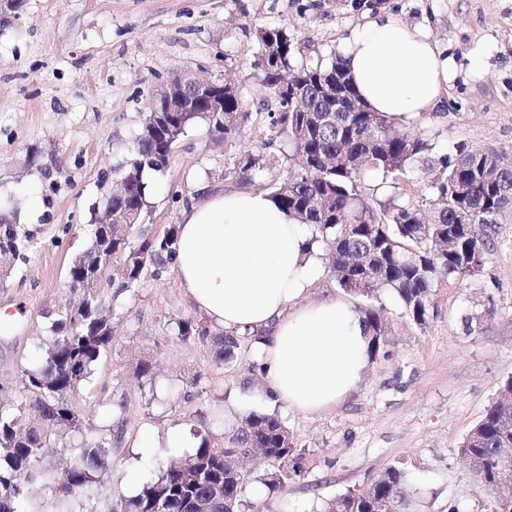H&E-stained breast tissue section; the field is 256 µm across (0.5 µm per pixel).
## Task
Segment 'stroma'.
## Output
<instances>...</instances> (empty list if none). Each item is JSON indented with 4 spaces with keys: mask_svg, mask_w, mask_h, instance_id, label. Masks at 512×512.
<instances>
[{
    "mask_svg": "<svg viewBox=\"0 0 512 512\" xmlns=\"http://www.w3.org/2000/svg\"><path fill=\"white\" fill-rule=\"evenodd\" d=\"M428 27L455 64L440 106L410 122H394L435 148L407 173L364 175L371 205L389 201L429 209L442 157L458 146L512 157V0H26L20 19L0 26V201L18 210L35 233L25 263L0 287V406L18 401L22 366L37 360L50 323L47 312L78 302L67 286L72 259L90 243L88 226L112 187L144 119V104L172 73L227 79L238 86L249 119L233 141L214 144L202 122L175 146L170 168L150 180L151 210L143 225L177 224L186 204L208 191L249 189L228 159L291 153L287 139L266 148L269 94L253 66L255 30L284 26L304 60L331 63L367 10ZM37 163H30V151ZM326 296L356 310H383L392 327V355L371 360L358 387L336 406L302 413L263 397L250 381L252 351L215 364L206 347L170 333L176 319H200L173 272L120 295L115 337L80 396L102 422L114 392L126 408L127 444L109 456L105 482L131 495L130 474L188 456L199 417L233 422L251 412L277 415L298 449L283 488L248 484L247 512H324L326 503L366 487L386 468L405 471L413 512H493V494L461 458L459 446L512 380V211L493 235L482 273L441 282L425 324L410 320L390 290L368 300L339 288L324 271L305 301ZM481 314L466 328L464 318ZM157 368V401L146 406L134 377L138 360ZM184 445L166 447L172 433ZM159 443L141 456L142 436ZM72 450L48 449L24 512H84L80 500L58 502V480Z\"/></svg>",
    "mask_w": 512,
    "mask_h": 512,
    "instance_id": "obj_1",
    "label": "stroma"
}]
</instances>
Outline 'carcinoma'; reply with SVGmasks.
Segmentation results:
<instances>
[{
  "mask_svg": "<svg viewBox=\"0 0 512 512\" xmlns=\"http://www.w3.org/2000/svg\"><path fill=\"white\" fill-rule=\"evenodd\" d=\"M254 67L262 84L276 102L268 112L270 138H286L297 163L288 177L271 191V197L288 217L313 227L311 241L326 250L337 285L353 295L371 298L387 288L399 298L406 315L416 324L426 322L432 288L441 281L465 280L481 272L489 250L493 217L512 210V168L494 150L466 149L446 159L432 185L434 215L392 204L376 212L362 195L361 174L366 170L403 172L433 145L421 136L391 132L387 116L364 108L362 112L329 113L333 103L322 95L329 79L343 80L340 91L347 99L361 101L342 62L294 64L301 46L285 27L261 28ZM217 83L209 94L187 92L183 110L171 115L179 137L196 122L219 132L218 117L210 111L215 97H224V140L234 138L248 113L234 85ZM333 115L336 124H327ZM373 126L378 135L365 130ZM170 164L168 145L144 119L141 132L129 148L126 165L113 171L124 181L127 195L113 197L114 210L150 207L145 174L164 173ZM250 183L263 185L266 162L254 156L239 161ZM33 233L17 222L12 209L0 213V286H6L18 262L26 259ZM178 225L156 231L135 224H93L90 246L69 267L68 284H77L82 299L60 306L49 327L52 336L36 363L21 368L18 378L21 401L12 408L0 407V512H19L32 493L44 449L70 440L77 451L65 479L53 492L62 501L78 498L88 502L107 493L103 468L112 449L125 443L124 400L116 401L118 414L95 427L77 403L80 387L94 373L101 354L112 345L114 307L100 293L90 265L102 249H109L119 264L112 267V294L140 287L147 279H159L177 253ZM370 333V358L390 356L389 327L374 308L364 309ZM175 335L184 342L210 349L217 364L237 359L241 339L257 342L254 333L211 331L207 322L175 321ZM143 385L155 383V367L147 360L136 366ZM198 445L187 458L175 461L157 476L147 475L139 492L116 496L111 512H193L203 499L207 512H242L243 492L250 482L273 491L288 478V463L296 455V443L278 417L251 412L224 434L223 447H214L215 436L205 426L196 430ZM512 447V380L487 409L460 446L462 457L475 476L494 489L498 471L505 466L501 449ZM234 452L255 457L261 454L279 463L280 470L262 475L247 468L240 476L228 473L224 457ZM370 487L375 499L358 498L354 492L329 501L325 512H375L378 501L390 502L392 512L410 506L405 472L391 466L375 476Z\"/></svg>",
  "mask_w": 512,
  "mask_h": 512,
  "instance_id": "obj_1",
  "label": "carcinoma"
}]
</instances>
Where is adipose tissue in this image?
<instances>
[{
    "label": "adipose tissue",
    "mask_w": 512,
    "mask_h": 512,
    "mask_svg": "<svg viewBox=\"0 0 512 512\" xmlns=\"http://www.w3.org/2000/svg\"><path fill=\"white\" fill-rule=\"evenodd\" d=\"M342 62L372 111L402 121L436 109L452 65L427 29L385 13L356 29ZM173 268L179 287L215 323L264 331L254 357L270 403L319 412L360 383L369 362L364 318L333 297L302 303L323 272L320 250L267 194L218 192L185 209Z\"/></svg>",
    "instance_id": "adipose-tissue-1"
}]
</instances>
